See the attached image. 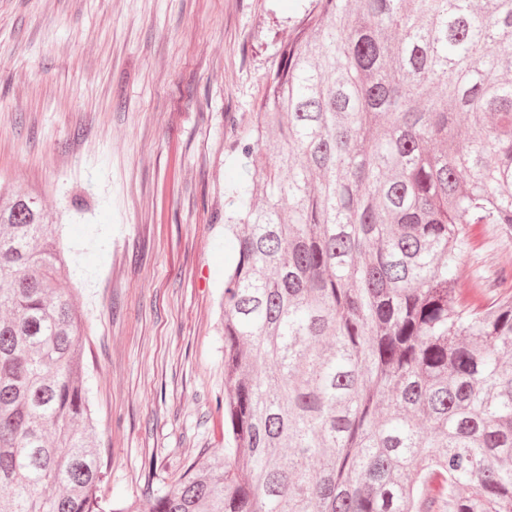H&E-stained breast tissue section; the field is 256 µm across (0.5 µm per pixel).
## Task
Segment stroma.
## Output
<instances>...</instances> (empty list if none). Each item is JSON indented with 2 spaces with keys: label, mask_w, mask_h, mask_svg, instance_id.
I'll return each instance as SVG.
<instances>
[{
  "label": "stroma",
  "mask_w": 512,
  "mask_h": 512,
  "mask_svg": "<svg viewBox=\"0 0 512 512\" xmlns=\"http://www.w3.org/2000/svg\"><path fill=\"white\" fill-rule=\"evenodd\" d=\"M309 6L0 0V182L41 196L80 253L105 497L146 499L224 447V183L251 176L226 133L250 126ZM466 236L462 301L475 279L512 289V234Z\"/></svg>",
  "instance_id": "35a3bbf8"
}]
</instances>
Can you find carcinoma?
I'll use <instances>...</instances> for the list:
<instances>
[{
  "label": "carcinoma",
  "mask_w": 512,
  "mask_h": 512,
  "mask_svg": "<svg viewBox=\"0 0 512 512\" xmlns=\"http://www.w3.org/2000/svg\"><path fill=\"white\" fill-rule=\"evenodd\" d=\"M466 130H461V121ZM224 186L227 447L144 501L102 465L59 227L0 185V512H512V0H316ZM470 249L462 256L460 264L461 300L470 301V288L473 279L482 280L485 288H490L488 298L510 291L512 287V233L504 234L497 224H469L466 228ZM505 268L508 279L501 281L498 276ZM511 273V276H510Z\"/></svg>",
  "instance_id": "1"
}]
</instances>
